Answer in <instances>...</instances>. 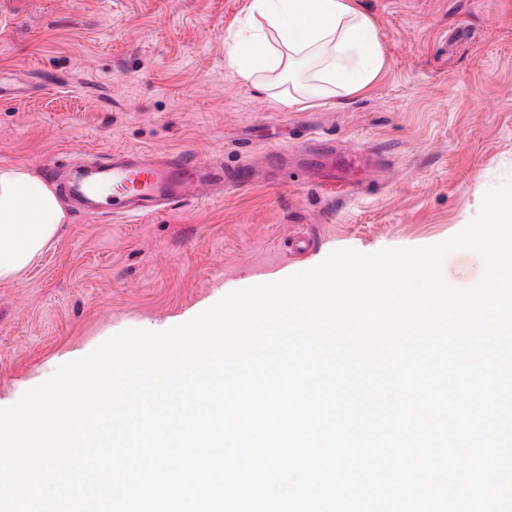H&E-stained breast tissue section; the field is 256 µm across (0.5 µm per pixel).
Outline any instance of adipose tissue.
<instances>
[{
    "instance_id": "adipose-tissue-1",
    "label": "adipose tissue",
    "mask_w": 512,
    "mask_h": 512,
    "mask_svg": "<svg viewBox=\"0 0 512 512\" xmlns=\"http://www.w3.org/2000/svg\"><path fill=\"white\" fill-rule=\"evenodd\" d=\"M250 33L226 65L275 105L293 107L364 91L385 58L375 22L352 0H250ZM56 190L21 166L0 168V282H13L62 231Z\"/></svg>"
}]
</instances>
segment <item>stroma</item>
<instances>
[{
	"label": "stroma",
	"mask_w": 512,
	"mask_h": 512,
	"mask_svg": "<svg viewBox=\"0 0 512 512\" xmlns=\"http://www.w3.org/2000/svg\"><path fill=\"white\" fill-rule=\"evenodd\" d=\"M249 2L0 0V166L43 175L128 149L185 150L251 179L135 223L69 210L20 280L0 283V407L67 352L183 324L332 251L445 241L487 189L512 182V0H354L377 26L384 70L361 93L297 110L224 66ZM308 137L340 155L382 152L379 185L268 173L269 152ZM482 274L470 250L443 264L458 288Z\"/></svg>",
	"instance_id": "1"
}]
</instances>
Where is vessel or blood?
<instances>
[{"label": "vessel or blood", "mask_w": 512, "mask_h": 512, "mask_svg": "<svg viewBox=\"0 0 512 512\" xmlns=\"http://www.w3.org/2000/svg\"><path fill=\"white\" fill-rule=\"evenodd\" d=\"M271 162L282 169L292 165L284 153L273 156ZM370 163V158L360 153L337 163L332 144L320 139L292 166L305 175L317 174L325 187L333 189L348 187L358 170ZM234 179V173L224 171L222 166L182 153L133 149L113 155L111 161L92 163L83 179L70 185L69 190L85 198V214L107 212L132 220L163 207L194 202L209 185Z\"/></svg>", "instance_id": "b4317fda"}]
</instances>
